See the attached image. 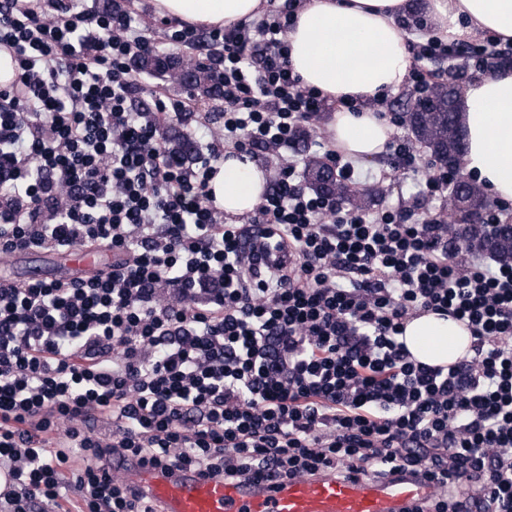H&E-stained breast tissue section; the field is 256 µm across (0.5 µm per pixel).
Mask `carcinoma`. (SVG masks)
Instances as JSON below:
<instances>
[{"label": "carcinoma", "instance_id": "carcinoma-1", "mask_svg": "<svg viewBox=\"0 0 512 512\" xmlns=\"http://www.w3.org/2000/svg\"><path fill=\"white\" fill-rule=\"evenodd\" d=\"M131 68L135 71L158 70L169 68V63L149 58L133 60ZM192 71L189 86L197 89L205 97L220 95L218 82L212 77L207 67L200 61L187 65ZM416 110L411 112L414 124V135L425 147L434 152L442 162L448 157L461 155V146L456 137L460 130L459 112L460 98L458 92L441 85L422 100L415 102ZM172 150L181 157L189 159L194 152V145L188 135L174 133L169 137ZM307 172L312 187L318 191L330 192L336 185L335 171L320 160H312L307 164ZM455 196L462 197L466 206L473 210L486 207L487 197L475 184L466 181L461 184ZM469 242L473 249L486 252L493 258L505 263L512 262V234L489 237L486 228L473 225L469 231Z\"/></svg>", "mask_w": 512, "mask_h": 512}]
</instances>
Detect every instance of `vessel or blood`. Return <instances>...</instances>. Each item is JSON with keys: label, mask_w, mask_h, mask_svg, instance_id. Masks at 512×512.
<instances>
[{"label": "vessel or blood", "mask_w": 512, "mask_h": 512, "mask_svg": "<svg viewBox=\"0 0 512 512\" xmlns=\"http://www.w3.org/2000/svg\"><path fill=\"white\" fill-rule=\"evenodd\" d=\"M49 262L63 265L69 278L95 275L98 267L89 253L42 249ZM113 473H127L161 506V512H407L425 492L423 484L398 479L378 484L332 476L289 479L265 484L227 483L193 472L168 474L141 469L132 459L116 457Z\"/></svg>", "instance_id": "1"}]
</instances>
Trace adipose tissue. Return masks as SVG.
I'll return each instance as SVG.
<instances>
[{
    "mask_svg": "<svg viewBox=\"0 0 512 512\" xmlns=\"http://www.w3.org/2000/svg\"><path fill=\"white\" fill-rule=\"evenodd\" d=\"M154 13L198 29L230 28L259 16L265 0H151ZM410 0H299L286 32L288 60L303 87L332 104L329 145L341 156L371 163L383 154L393 129L372 104L407 81L410 53L397 20ZM438 37L451 41L485 33L512 42V0H428ZM354 96L360 113L340 107ZM466 133L465 171L500 203H512V71L476 77L461 98ZM209 183L216 205L228 216L252 212L266 190V176L245 155L225 157ZM414 358L446 366L468 350L467 326L425 312L410 318L401 336Z\"/></svg>",
    "mask_w": 512,
    "mask_h": 512,
    "instance_id": "ef3b65f1",
    "label": "adipose tissue"
}]
</instances>
